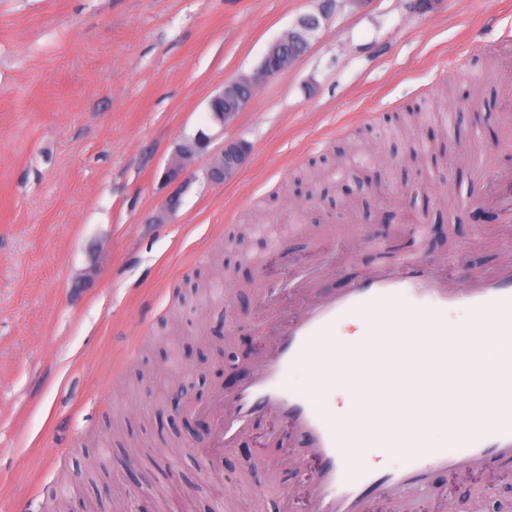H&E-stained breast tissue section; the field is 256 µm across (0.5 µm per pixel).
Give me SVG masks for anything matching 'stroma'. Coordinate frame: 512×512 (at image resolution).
Returning a JSON list of instances; mask_svg holds the SVG:
<instances>
[{
	"label": "stroma",
	"instance_id": "35a3bbf8",
	"mask_svg": "<svg viewBox=\"0 0 512 512\" xmlns=\"http://www.w3.org/2000/svg\"><path fill=\"white\" fill-rule=\"evenodd\" d=\"M307 16L302 58L216 121L210 99ZM507 73L512 0H0V512L60 496L99 512H154L162 496L170 512H312L323 462L290 467L286 421L258 417L208 466L204 409L274 354L286 319L394 260L414 225L432 230L436 273L512 261V226L471 203L512 168L491 97ZM477 77L490 101L461 111ZM200 131L208 147L169 177ZM232 140L248 158L213 183ZM365 140L381 182L359 195L370 243L338 234ZM90 456L105 460L92 477ZM433 486L411 512L479 488L497 512L512 471Z\"/></svg>",
	"mask_w": 512,
	"mask_h": 512
}]
</instances>
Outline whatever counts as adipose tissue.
I'll return each instance as SVG.
<instances>
[{
	"label": "adipose tissue",
	"instance_id": "adipose-tissue-1",
	"mask_svg": "<svg viewBox=\"0 0 512 512\" xmlns=\"http://www.w3.org/2000/svg\"><path fill=\"white\" fill-rule=\"evenodd\" d=\"M366 326H359L347 340L334 342L336 376L319 386L308 383L306 391L314 399L336 391L343 395L347 414V425L358 428L366 426L373 432L395 436L408 431L420 433L428 452L440 450L443 442L439 437L448 421L443 417L411 416L409 423H402L398 415L384 416L375 413L373 398L381 396L399 401L403 407H411L412 399L421 388L432 387L433 380L426 369L419 366L417 359L424 345L411 334L393 333L389 338L388 349L391 360L387 366L371 369L361 379L350 378L347 366L355 351L368 342ZM498 345L485 344L479 353H472L469 334H462L458 352L448 365V375L456 380L463 391L483 390L495 394L500 400L512 403V379L502 378L494 372Z\"/></svg>",
	"mask_w": 512,
	"mask_h": 512
}]
</instances>
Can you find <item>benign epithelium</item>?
<instances>
[{
	"label": "benign epithelium",
	"mask_w": 512,
	"mask_h": 512,
	"mask_svg": "<svg viewBox=\"0 0 512 512\" xmlns=\"http://www.w3.org/2000/svg\"><path fill=\"white\" fill-rule=\"evenodd\" d=\"M319 27V21L315 17L304 20L300 28L291 30L288 35L276 40L267 50L260 68L250 76L242 78L224 87L214 95L209 105L217 102L224 103V111L219 113L222 121L233 120L249 103L257 86L267 82L297 62L309 45V40ZM206 139L204 134H199L192 140L184 141L172 158L169 169L179 170L184 161L192 158L198 151L205 149ZM249 154V146L243 141L224 143L220 153L213 159L209 169L210 179L220 182L232 177L241 168Z\"/></svg>",
	"instance_id": "1"
}]
</instances>
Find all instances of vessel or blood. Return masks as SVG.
Masks as SVG:
<instances>
[{
	"label": "vessel or blood",
	"mask_w": 512,
	"mask_h": 512,
	"mask_svg": "<svg viewBox=\"0 0 512 512\" xmlns=\"http://www.w3.org/2000/svg\"><path fill=\"white\" fill-rule=\"evenodd\" d=\"M496 207L501 223L512 224V173L496 184ZM460 306L476 321L474 347L499 336L503 324L512 323V263L463 288L435 278L426 263L412 256L395 267L355 278L349 288L330 294L293 319L274 356L260 362L233 393H215L206 459L217 462L224 448L233 446L257 416L275 411L291 421L290 438L304 442L307 451L323 460L322 469L309 481L313 512H367L369 501L377 495L425 491L432 473L440 470L464 474L475 469H512V404L493 405L487 396L476 394L474 414L451 422L441 451L425 454L419 438L403 436L397 445L406 454L405 463L402 469L390 471L371 462L356 463L350 454L351 449L378 444V437L364 427L339 429L332 414L289 381L296 364L311 352L319 368L316 383L326 381L331 370L329 338L341 319L358 315L383 327L396 324L399 315L405 314L414 317L413 333L427 346L422 362L439 381L438 389L425 391L415 407L447 411L456 392L455 382L448 378L456 339L448 333L447 312ZM227 403L233 408L229 416L223 409Z\"/></svg>",
	"instance_id": "obj_1"
}]
</instances>
